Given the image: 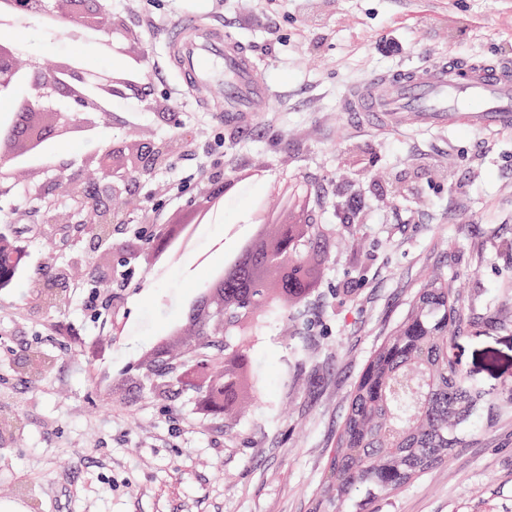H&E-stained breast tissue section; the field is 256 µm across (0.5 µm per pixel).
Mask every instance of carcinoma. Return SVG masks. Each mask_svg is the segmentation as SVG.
Listing matches in <instances>:
<instances>
[{
	"label": "carcinoma",
	"instance_id": "cac0c4a2",
	"mask_svg": "<svg viewBox=\"0 0 512 512\" xmlns=\"http://www.w3.org/2000/svg\"><path fill=\"white\" fill-rule=\"evenodd\" d=\"M467 326L452 279L432 275L382 339L350 393L336 433L325 501L364 490L358 512L512 421V387L494 398L451 354Z\"/></svg>",
	"mask_w": 512,
	"mask_h": 512
}]
</instances>
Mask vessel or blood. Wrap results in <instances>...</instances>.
I'll use <instances>...</instances> for the list:
<instances>
[{
    "mask_svg": "<svg viewBox=\"0 0 512 512\" xmlns=\"http://www.w3.org/2000/svg\"><path fill=\"white\" fill-rule=\"evenodd\" d=\"M186 87L223 84L224 112L265 111L270 93L257 63L230 33L198 20L176 26L167 43ZM343 111L368 112L386 123L445 122L475 133L512 129V60L431 57L374 74L350 89Z\"/></svg>",
    "mask_w": 512,
    "mask_h": 512,
    "instance_id": "b4317fda",
    "label": "vessel or blood"
}]
</instances>
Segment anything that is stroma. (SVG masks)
Masks as SVG:
<instances>
[{
    "label": "stroma",
    "instance_id": "35a3bbf8",
    "mask_svg": "<svg viewBox=\"0 0 512 512\" xmlns=\"http://www.w3.org/2000/svg\"><path fill=\"white\" fill-rule=\"evenodd\" d=\"M107 14L148 41L151 99L180 101L178 123L138 105L115 109L104 143L122 155L165 154L129 181L111 246L71 222L75 203L50 170L10 173L0 239L23 253L0 289V504L15 512H318L336 432L369 355L433 272L456 278L472 324L453 353L491 395L512 386V131L376 128L343 111L349 87L426 56L512 57V0H107ZM223 26L256 58L272 97L248 122L215 123L216 100L189 96L166 54L180 20ZM21 60L56 59L62 39L38 23ZM234 165L266 169L304 197L315 240L301 247L315 287L260 307L248 341L226 332L212 352L242 348L237 404L199 413L192 387L156 394L136 364L205 270L149 283L141 212L190 211ZM53 224L37 215L45 206ZM45 288L63 291L44 306ZM124 312L130 336L103 331L87 306ZM50 363L34 376L33 356ZM369 512H512V423L473 441Z\"/></svg>",
    "mask_w": 512,
    "mask_h": 512
}]
</instances>
